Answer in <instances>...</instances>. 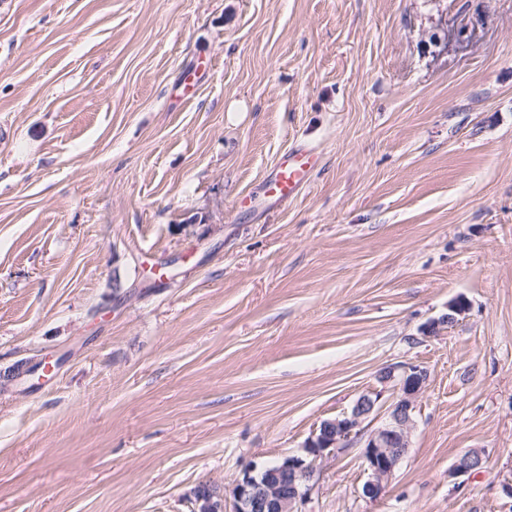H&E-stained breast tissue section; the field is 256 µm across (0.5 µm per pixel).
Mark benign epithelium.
Segmentation results:
<instances>
[{
	"instance_id": "benign-epithelium-1",
	"label": "benign epithelium",
	"mask_w": 512,
	"mask_h": 512,
	"mask_svg": "<svg viewBox=\"0 0 512 512\" xmlns=\"http://www.w3.org/2000/svg\"><path fill=\"white\" fill-rule=\"evenodd\" d=\"M465 311L463 302H449L448 314L428 323L422 333H439ZM428 378V370L419 364L401 362L387 368L380 375V382L393 384L397 397L386 408L378 427L366 432L363 424L380 413V394H363L350 412L316 426L304 445L305 454L284 456L272 470L260 471L256 464L244 469L231 489L232 512H299V505L311 490L318 462L356 444L361 445L368 472L362 495L374 501L381 498L388 480L408 453L415 427L416 399ZM482 464V451L472 449L457 459L448 477L471 475ZM192 495L193 512H226V495L217 486L200 484Z\"/></svg>"
}]
</instances>
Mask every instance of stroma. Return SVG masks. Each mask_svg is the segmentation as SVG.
I'll use <instances>...</instances> for the list:
<instances>
[{
	"mask_svg": "<svg viewBox=\"0 0 512 512\" xmlns=\"http://www.w3.org/2000/svg\"><path fill=\"white\" fill-rule=\"evenodd\" d=\"M400 362L301 512H512V0H0V512H191ZM317 162L310 149H297L285 154L263 183L262 193L272 206H282L295 199L308 182ZM464 303L459 301V298L449 302L448 314L441 317L440 319L433 320L422 328L424 335L430 336L439 333L447 325L452 324L457 320L458 316L465 313L467 308H464ZM483 464V453L481 450L472 449L460 456L452 469L449 471L450 478H457L459 476L471 475L479 472ZM194 498L193 512H226V495L215 485L208 484L206 488L203 484L198 485L192 491Z\"/></svg>",
	"mask_w": 512,
	"mask_h": 512,
	"instance_id": "obj_1",
	"label": "stroma"
}]
</instances>
